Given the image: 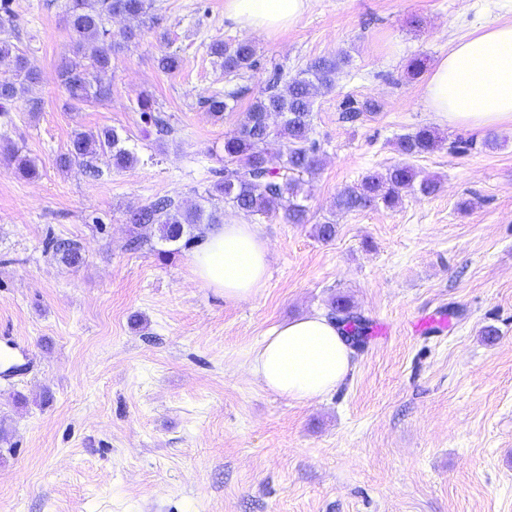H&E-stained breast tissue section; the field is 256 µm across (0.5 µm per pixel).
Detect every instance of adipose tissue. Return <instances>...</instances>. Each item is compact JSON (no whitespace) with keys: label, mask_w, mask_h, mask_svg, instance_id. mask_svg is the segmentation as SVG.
I'll return each mask as SVG.
<instances>
[{"label":"adipose tissue","mask_w":512,"mask_h":512,"mask_svg":"<svg viewBox=\"0 0 512 512\" xmlns=\"http://www.w3.org/2000/svg\"><path fill=\"white\" fill-rule=\"evenodd\" d=\"M308 0H224L239 28L274 33L293 27ZM425 98L449 127L493 130L512 125V23L459 40L434 66ZM270 251L256 225L227 221L212 228L191 259L203 286L228 301L264 288ZM352 348L335 319L315 312L273 327L251 356L250 369L268 390L297 402L335 391L352 369Z\"/></svg>","instance_id":"obj_1"}]
</instances>
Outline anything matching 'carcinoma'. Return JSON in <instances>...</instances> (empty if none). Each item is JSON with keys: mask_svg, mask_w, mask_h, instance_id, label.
Listing matches in <instances>:
<instances>
[{"mask_svg": "<svg viewBox=\"0 0 512 512\" xmlns=\"http://www.w3.org/2000/svg\"><path fill=\"white\" fill-rule=\"evenodd\" d=\"M153 0H68L66 21L70 30L72 57L60 69V78L69 99L76 103L101 100L108 96L109 87L103 85L99 74L112 68L116 42L112 41L106 22L121 16L130 25L121 33L125 41L140 35L142 29L159 25L160 18L152 13ZM209 55L220 61L224 73L240 76L257 66V50L249 39L235 43L216 40L208 46ZM90 57L91 63H82ZM348 63V57L338 54L319 57L307 64L300 74L290 80L280 75L246 112L241 126L224 138V172L210 189L206 199L224 200V204L253 215L282 214L288 224L306 223L307 210L300 201L301 182L286 177L281 171L313 175L320 167L319 147L310 138L313 106L316 97L335 87L336 72ZM0 65L12 76L0 80V110L20 99L29 87L40 80V74L29 66L25 55L8 38H0ZM241 90L204 98L211 114L224 118L228 100L238 98ZM137 110L145 123L159 127L163 121L154 115L153 101L147 95L137 98ZM440 137L431 128H420L397 142V151L405 156L429 153L437 148ZM9 161L15 172L24 178L38 174L35 163L8 149ZM108 157L122 169L139 163L136 152L124 145V139L115 130L75 133L68 152L56 158L60 169L74 164L83 166L91 178L100 175L93 160ZM413 189L424 196L436 194L440 182L434 178L417 179L414 168L398 164L386 173H371L360 182L345 187L336 197V207L347 212L383 205L391 209L400 204L402 192ZM127 221L137 227L155 226L161 239L184 242L189 246L202 237L204 224L224 223V213L217 208L197 205L190 209L173 206L167 199H158L148 205L127 211ZM54 255L65 266L79 265L83 256L80 246L72 241L58 240L52 244ZM331 314L346 327L353 338L363 337L366 320L351 312V305L342 299L331 303Z\"/></svg>", "mask_w": 512, "mask_h": 512, "instance_id": "cac0c4a2", "label": "carcinoma"}]
</instances>
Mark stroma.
Returning a JSON list of instances; mask_svg holds the SVG:
<instances>
[{
	"label": "stroma",
	"instance_id": "stroma-1",
	"mask_svg": "<svg viewBox=\"0 0 512 512\" xmlns=\"http://www.w3.org/2000/svg\"><path fill=\"white\" fill-rule=\"evenodd\" d=\"M67 0H11L10 38L41 73L0 117V344L20 356L0 379V512H512V126L438 123L416 57L434 64L458 40L512 22V0H309L293 27L245 31L224 0H154L159 30L112 58L109 97L77 104L59 78L70 57ZM252 40L256 69L225 75L207 46ZM178 54L179 72L158 65ZM347 54L314 104L321 168L304 185L308 221L225 209L258 224L270 276L228 302L195 281L189 248L153 227L128 249V210L159 197L198 203L224 169V136L273 74L295 77ZM240 89L223 119L205 97ZM149 94L166 136H143ZM38 111H31L30 100ZM378 104L346 118L348 104ZM442 138L409 159L397 139ZM116 129L139 164L100 158L60 170L74 133ZM19 149L39 175H16ZM408 162L434 195L344 212V187ZM333 222L322 241L315 227ZM78 243L67 267L50 244ZM347 298L369 326L332 394L296 403L265 389L248 360L274 326ZM437 311L446 333H418ZM493 337H486L487 329Z\"/></svg>",
	"mask_w": 512,
	"mask_h": 512
}]
</instances>
